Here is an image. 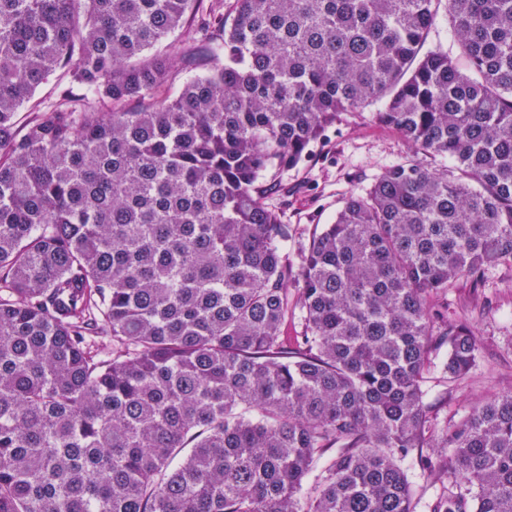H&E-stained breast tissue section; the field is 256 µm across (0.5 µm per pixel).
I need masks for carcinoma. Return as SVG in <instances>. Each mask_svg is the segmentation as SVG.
Returning <instances> with one entry per match:
<instances>
[{"instance_id": "obj_1", "label": "carcinoma", "mask_w": 512, "mask_h": 512, "mask_svg": "<svg viewBox=\"0 0 512 512\" xmlns=\"http://www.w3.org/2000/svg\"><path fill=\"white\" fill-rule=\"evenodd\" d=\"M193 2L0 0V512H512V391L426 402L512 265V0H234L173 97ZM370 106L412 154L288 256L266 175ZM410 480L413 483L418 501L416 511L429 512V505L436 493L443 488L442 483L434 479L427 471L419 470L418 467L411 471Z\"/></svg>"}]
</instances>
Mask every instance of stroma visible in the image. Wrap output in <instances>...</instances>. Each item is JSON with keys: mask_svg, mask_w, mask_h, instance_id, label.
<instances>
[{"mask_svg": "<svg viewBox=\"0 0 512 512\" xmlns=\"http://www.w3.org/2000/svg\"><path fill=\"white\" fill-rule=\"evenodd\" d=\"M409 145L379 124L374 109L343 116L325 140L310 146L298 167L269 175L267 204L288 226L285 249L295 253L316 227L331 223L349 194H361L387 167L410 155ZM448 319L469 326L480 355L462 379L433 374L428 382L437 429L455 424L475 404L512 391V268L489 269L483 282L448 291Z\"/></svg>", "mask_w": 512, "mask_h": 512, "instance_id": "35a3bbf8", "label": "stroma"}]
</instances>
